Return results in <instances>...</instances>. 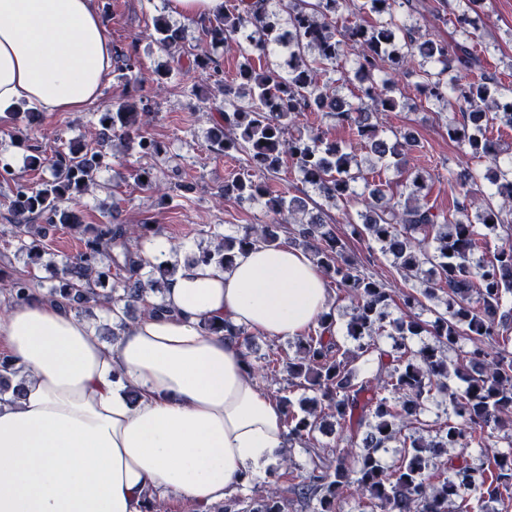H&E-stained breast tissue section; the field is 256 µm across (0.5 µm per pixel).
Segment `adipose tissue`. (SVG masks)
Masks as SVG:
<instances>
[{
  "instance_id": "adipose-tissue-1",
  "label": "adipose tissue",
  "mask_w": 512,
  "mask_h": 512,
  "mask_svg": "<svg viewBox=\"0 0 512 512\" xmlns=\"http://www.w3.org/2000/svg\"><path fill=\"white\" fill-rule=\"evenodd\" d=\"M113 67L95 0H0V116L83 111ZM164 300L167 315L111 344L38 296L0 315V352L26 373L21 398L0 402V512H142L149 492L221 503L287 448L285 410L247 375L242 340L202 325L282 340L316 326L331 290L309 254L182 262Z\"/></svg>"
}]
</instances>
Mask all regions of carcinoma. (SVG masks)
I'll return each instance as SVG.
<instances>
[{"instance_id":"cac0c4a2","label":"carcinoma","mask_w":512,"mask_h":512,"mask_svg":"<svg viewBox=\"0 0 512 512\" xmlns=\"http://www.w3.org/2000/svg\"><path fill=\"white\" fill-rule=\"evenodd\" d=\"M238 0L214 18L196 20L212 46L237 43L243 46L244 61L236 81L219 78V68L208 53L184 51L181 31L166 20H155L158 43L179 68L211 71L223 88L222 120L212 131V145L222 152L243 153L252 173L224 184L223 194L237 201L267 197L273 213L270 224H250L242 235L228 237L213 232L208 245L199 247L198 260L220 266L233 263L235 253L254 244L279 245L280 233L293 235L294 242L311 254L329 283L343 291L353 303L346 334L356 345L344 349L335 333L334 312L323 313L318 326L297 338V352L286 360L272 357L256 367L247 361L248 375L261 372L264 379L281 371L290 388H303L316 397L300 402L301 412L290 409L287 396L278 397L289 407L286 412L288 440L306 448L311 467L306 476L294 474L292 456L285 455L279 468L270 472L266 494L258 498L236 495L213 507V512H288V493L303 500L311 512H342L345 495L362 492L370 512H488L487 504L512 498V452L491 447L487 439L503 433L512 447V308L505 303L512 293V241L497 247L493 260H475L480 233L477 226L512 231V160L502 161L503 149L487 135L489 126L500 122L512 129V88L490 81L481 59L469 43L477 29L478 0H459L455 28L465 39L420 41L413 27L402 19L399 9L410 0H360L358 11L377 17L369 27L340 25L335 20L340 0ZM288 24V75L276 69L258 70L254 58L270 54L280 44L281 23ZM356 62L354 77L358 94L349 100L337 90H328L327 68L335 66L345 53ZM118 70L138 82L144 76L134 72L135 46L114 49ZM415 76L420 94L467 111L466 121L448 124V138L457 144L460 157L469 163L487 165L485 174L466 166L451 178V188L462 201L455 213L442 216L420 202L418 193L427 176L406 172L404 158L416 146L407 133L386 131L372 118L404 106L393 95L404 78ZM246 100L247 106L235 105ZM327 105L338 124L351 131L354 141L342 148L323 140L321 133H303L299 117L321 112ZM141 111L123 101L98 113V137L117 138L125 147L137 144L142 153H158L155 142L144 135ZM370 151L386 169L407 174L406 198H385L379 187H371L358 161L356 146ZM289 157L304 182L317 188L327 202L354 194L353 184L362 180L369 190L365 220L349 223V235L371 240L394 258L404 278H420L431 265L434 279L423 296L435 291L447 294L445 312L432 321L420 320L414 310L423 306L416 293L399 295L384 283L360 273L358 263L347 252L346 240L329 228L322 214L308 211L300 197L269 191L266 176L277 172ZM103 154L78 142L55 152L51 159L33 154L32 168L49 163L52 178L38 188L17 184L8 196L13 218L12 234L17 251L32 263L46 255L44 241L58 224L81 235L82 250L56 268L58 284L49 290L50 299L77 313L91 307L119 306L130 319L139 313H164L163 305L148 304L147 295L162 294L165 282L176 266L157 265L144 270L139 250L133 243L154 231L150 224H83L79 215L63 208L95 185ZM495 191L481 189V179ZM42 217L43 224L31 223ZM4 302L12 304L36 295L23 276L0 278ZM400 315L389 317V308ZM206 333L222 332L243 338L254 336L229 324L206 323ZM395 337L391 350L382 349L375 335ZM426 332L434 343L412 351L408 340ZM377 361V374L356 378L355 363ZM20 369L0 359V395L19 396L23 381L12 384ZM464 384L449 390L448 380ZM436 394L448 397L452 416L434 429V436L421 434L424 402ZM332 417L339 428L338 440L347 451L327 450L315 434L324 432L325 418ZM396 442L403 448L398 462L386 465L380 451ZM484 449L478 467L468 464V449ZM458 449L461 463L450 464L442 457L447 449ZM451 468V476L441 470Z\"/></svg>"}]
</instances>
